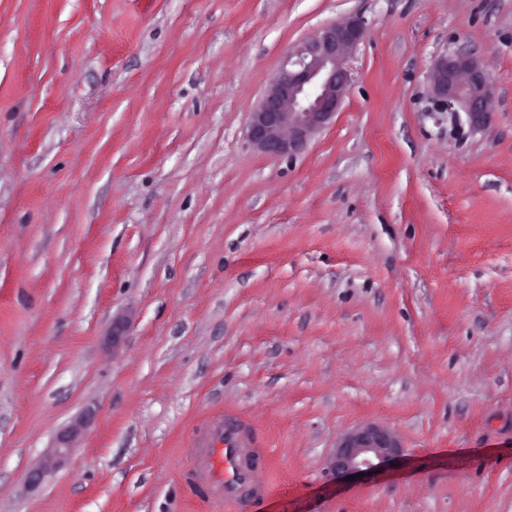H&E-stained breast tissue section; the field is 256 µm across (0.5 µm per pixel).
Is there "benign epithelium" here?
<instances>
[{
    "label": "benign epithelium",
    "instance_id": "1",
    "mask_svg": "<svg viewBox=\"0 0 512 512\" xmlns=\"http://www.w3.org/2000/svg\"><path fill=\"white\" fill-rule=\"evenodd\" d=\"M366 23L355 14L320 28L300 42L278 69L257 108L251 113L247 140L269 156H295L312 136L329 125L339 112L350 77L345 62L363 40ZM431 97L443 111L463 112L469 124L479 128L493 112L495 91L484 62L460 48L434 61ZM75 424L61 445L49 449L28 474V482L40 484L66 454L69 443L82 432ZM392 434L379 426L357 428L338 442L329 466L336 480L382 470L401 456Z\"/></svg>",
    "mask_w": 512,
    "mask_h": 512
}]
</instances>
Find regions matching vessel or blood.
I'll return each instance as SVG.
<instances>
[{
	"mask_svg": "<svg viewBox=\"0 0 512 512\" xmlns=\"http://www.w3.org/2000/svg\"><path fill=\"white\" fill-rule=\"evenodd\" d=\"M257 446L248 425L231 414L207 421L192 439L188 454L195 466L189 478L193 484L208 487L209 501L217 512L225 504L240 502L253 478L245 451Z\"/></svg>",
	"mask_w": 512,
	"mask_h": 512,
	"instance_id": "b4317fda",
	"label": "vessel or blood"
}]
</instances>
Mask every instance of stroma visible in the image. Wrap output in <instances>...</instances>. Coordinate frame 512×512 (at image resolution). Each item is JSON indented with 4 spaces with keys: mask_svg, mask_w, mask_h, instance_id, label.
Returning <instances> with one entry per match:
<instances>
[{
    "mask_svg": "<svg viewBox=\"0 0 512 512\" xmlns=\"http://www.w3.org/2000/svg\"><path fill=\"white\" fill-rule=\"evenodd\" d=\"M354 13L332 123L253 149ZM463 47L477 129L431 101ZM228 413L267 492L226 512H512V0H0V512H210L186 447ZM364 424L402 456L332 479ZM355 14L321 27L300 42L278 69L251 113L247 140L269 156H295L339 112L350 77L345 62L363 40ZM431 97L443 111L464 112L472 128L482 127L494 112L495 91L484 62L460 48L437 57L431 71ZM83 424L76 423L69 433L62 439L61 446L50 448L37 462L28 474V482L31 485L40 484L45 476L54 470L61 462L69 447V443L76 439L82 432Z\"/></svg>",
    "mask_w": 512,
    "mask_h": 512,
    "instance_id": "obj_1",
    "label": "stroma"
}]
</instances>
